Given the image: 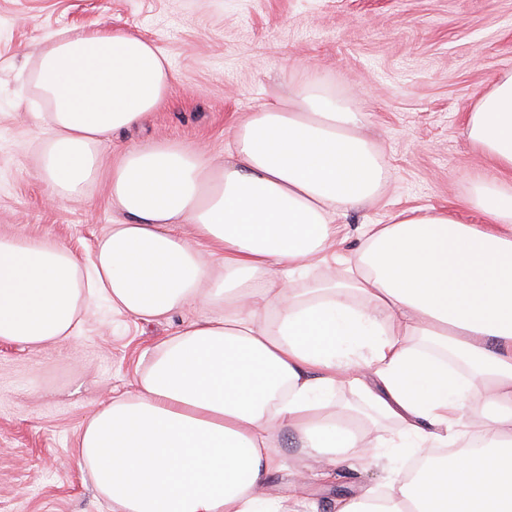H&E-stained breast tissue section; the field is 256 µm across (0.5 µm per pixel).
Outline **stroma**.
Returning <instances> with one entry per match:
<instances>
[{
  "label": "stroma",
  "instance_id": "obj_1",
  "mask_svg": "<svg viewBox=\"0 0 512 512\" xmlns=\"http://www.w3.org/2000/svg\"><path fill=\"white\" fill-rule=\"evenodd\" d=\"M105 26L150 40L173 80L140 125L112 134L103 167L125 147L160 142L220 163L239 121L317 78L364 113L388 173L375 203L341 216L345 251L358 226L449 206L473 174L493 171L465 122L477 93L512 74V0H0L1 234L65 245L86 263L115 220L102 179L50 203L39 169L47 114L28 87L50 36ZM202 315L142 323L98 300L66 341L0 343V512H109L75 455L83 426L133 389L146 351ZM382 477L365 459L311 492L339 496Z\"/></svg>",
  "mask_w": 512,
  "mask_h": 512
}]
</instances>
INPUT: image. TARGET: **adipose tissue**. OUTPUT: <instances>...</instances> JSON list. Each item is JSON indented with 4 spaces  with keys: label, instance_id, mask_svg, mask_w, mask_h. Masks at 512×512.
I'll return each instance as SVG.
<instances>
[{
    "label": "adipose tissue",
    "instance_id": "1",
    "mask_svg": "<svg viewBox=\"0 0 512 512\" xmlns=\"http://www.w3.org/2000/svg\"><path fill=\"white\" fill-rule=\"evenodd\" d=\"M171 80L134 34L49 40L31 83L56 200L98 179L100 148ZM363 120L314 79L241 121L220 168L167 143L123 150L107 196L121 220L87 266L0 236V341L70 338L89 295L147 323L220 310L159 341L134 392L86 422L77 460L112 512H512V75L465 127L496 177L473 178L458 204L361 225L347 254L337 214L387 179ZM340 385L395 420L397 439L341 408ZM284 443L311 474L288 469ZM402 452L417 469L395 472ZM367 455L381 483L313 498L311 479Z\"/></svg>",
    "mask_w": 512,
    "mask_h": 512
}]
</instances>
